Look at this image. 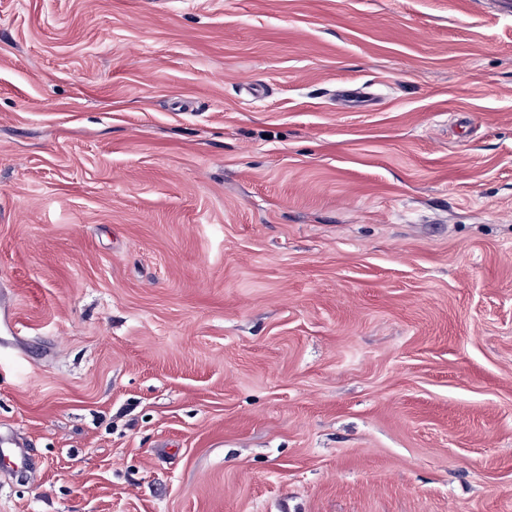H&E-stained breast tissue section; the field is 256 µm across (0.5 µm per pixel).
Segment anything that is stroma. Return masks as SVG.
I'll return each instance as SVG.
<instances>
[{"mask_svg": "<svg viewBox=\"0 0 512 512\" xmlns=\"http://www.w3.org/2000/svg\"><path fill=\"white\" fill-rule=\"evenodd\" d=\"M1 288L0 512H512V16L0 0ZM0 458L5 466L10 468H23L26 471L35 469L36 462L28 448H23L10 441L8 438H0Z\"/></svg>", "mask_w": 512, "mask_h": 512, "instance_id": "obj_1", "label": "stroma"}]
</instances>
